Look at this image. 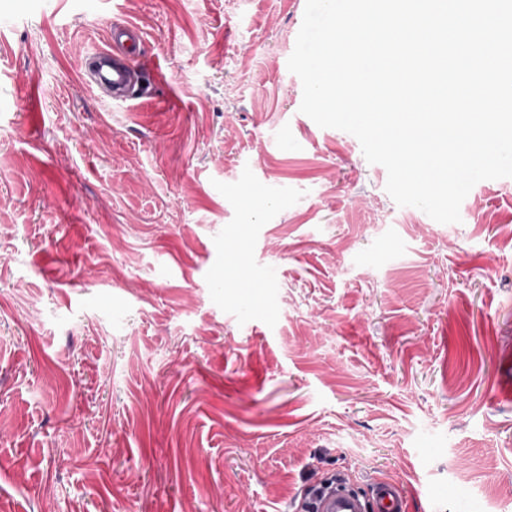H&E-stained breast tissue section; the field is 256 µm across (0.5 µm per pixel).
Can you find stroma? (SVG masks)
<instances>
[{
    "instance_id": "stroma-1",
    "label": "stroma",
    "mask_w": 512,
    "mask_h": 512,
    "mask_svg": "<svg viewBox=\"0 0 512 512\" xmlns=\"http://www.w3.org/2000/svg\"><path fill=\"white\" fill-rule=\"evenodd\" d=\"M305 5L0 0V512H287L331 470L512 512V178L398 206L300 111ZM128 23L114 101L80 74Z\"/></svg>"
}]
</instances>
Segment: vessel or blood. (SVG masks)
<instances>
[{"label": "vessel or blood", "instance_id": "obj_1", "mask_svg": "<svg viewBox=\"0 0 512 512\" xmlns=\"http://www.w3.org/2000/svg\"><path fill=\"white\" fill-rule=\"evenodd\" d=\"M141 39L136 25L113 29L112 45L91 52V88L111 91L113 98L124 97L136 70V58ZM407 492L391 481H373L369 497L343 490L325 488L322 483L294 500L292 512H407Z\"/></svg>", "mask_w": 512, "mask_h": 512}]
</instances>
